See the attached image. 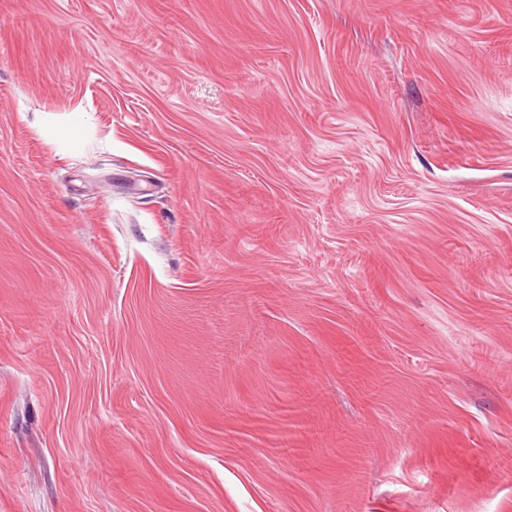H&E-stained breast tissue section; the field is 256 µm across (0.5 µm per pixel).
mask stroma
I'll return each mask as SVG.
<instances>
[{"label":"stroma","instance_id":"35a3bbf8","mask_svg":"<svg viewBox=\"0 0 512 512\" xmlns=\"http://www.w3.org/2000/svg\"><path fill=\"white\" fill-rule=\"evenodd\" d=\"M0 512H512V0H0Z\"/></svg>","mask_w":512,"mask_h":512}]
</instances>
